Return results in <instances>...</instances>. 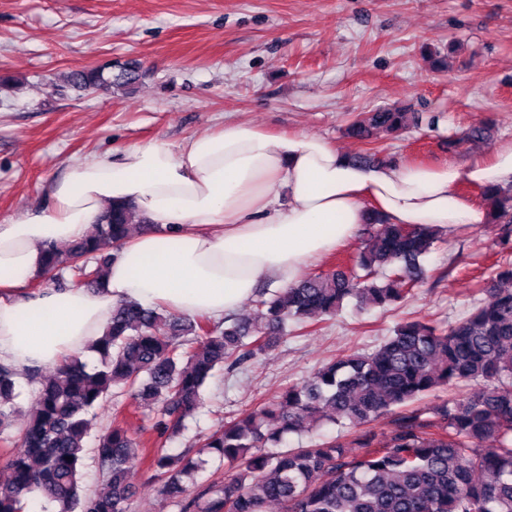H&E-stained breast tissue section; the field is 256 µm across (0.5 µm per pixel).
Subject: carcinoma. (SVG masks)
Segmentation results:
<instances>
[{"label":"carcinoma","mask_w":512,"mask_h":512,"mask_svg":"<svg viewBox=\"0 0 512 512\" xmlns=\"http://www.w3.org/2000/svg\"><path fill=\"white\" fill-rule=\"evenodd\" d=\"M137 76L112 67H76L49 84L68 89H127ZM419 123L406 108L378 107L359 113L346 134L369 143ZM486 125L448 139L453 151L466 140L488 137ZM502 225L503 255L484 280V299L446 328L410 321L371 353H352L321 366L314 376L277 400L245 412L203 439L193 460L174 455L167 440L203 404L214 371L236 368L265 353L277 338L312 315L334 317L345 301L362 309L402 299L424 278V257L440 238L432 225L388 224L372 213L361 228L352 264L258 294L260 319L214 322L159 307L120 303L95 345L100 367L88 369L69 356L44 380L24 426L14 429L16 379L35 377L0 364V450L11 472L0 483V512H26L27 494L40 492L58 512H129L132 478L152 472L158 496L181 512H512V183L481 188ZM138 226L134 208L114 203L86 237L43 249L47 273L68 269L71 283L98 287L106 267ZM167 334L155 333L158 324ZM472 385L464 397L433 407L424 399L441 389ZM127 392L135 408L157 409L154 437L129 434L119 423L96 435L94 456L106 487L80 492V468L93 410ZM389 418L386 446L363 431L347 445L324 440L306 448L270 452L267 442L349 421L355 427ZM357 448L356 454L348 452ZM236 464L224 481L196 493L188 481L205 463L202 455Z\"/></svg>","instance_id":"1"}]
</instances>
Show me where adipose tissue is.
<instances>
[{
    "label": "adipose tissue",
    "instance_id": "1",
    "mask_svg": "<svg viewBox=\"0 0 512 512\" xmlns=\"http://www.w3.org/2000/svg\"><path fill=\"white\" fill-rule=\"evenodd\" d=\"M510 182L512 142L464 164L368 167L324 138L243 122L176 151L156 140L72 164L51 207L0 224V362L24 371L86 355L125 301L223 318L261 283L288 287L354 241L368 211L392 224L478 226L488 210L461 186ZM115 201L149 228L125 241L103 284L39 287L42 244L84 237Z\"/></svg>",
    "mask_w": 512,
    "mask_h": 512
}]
</instances>
